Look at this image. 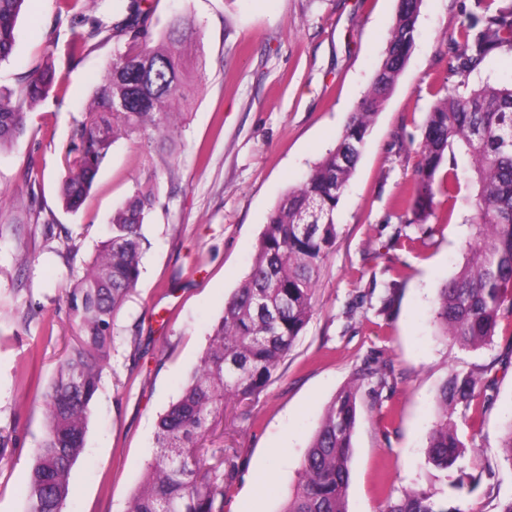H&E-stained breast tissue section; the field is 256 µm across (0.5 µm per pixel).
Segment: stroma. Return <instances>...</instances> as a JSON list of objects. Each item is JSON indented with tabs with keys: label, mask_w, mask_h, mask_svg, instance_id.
Wrapping results in <instances>:
<instances>
[{
	"label": "stroma",
	"mask_w": 512,
	"mask_h": 512,
	"mask_svg": "<svg viewBox=\"0 0 512 512\" xmlns=\"http://www.w3.org/2000/svg\"><path fill=\"white\" fill-rule=\"evenodd\" d=\"M156 30L176 15L200 29L201 76L181 104L187 117L160 204L143 226L139 282L116 320L110 364L96 400L86 449L75 465L66 512H125L153 457L157 419L177 398L207 348L212 325L252 264L271 209L340 138L369 87L398 0H150ZM120 0H87L82 14L55 0H27L16 44L0 64V89L53 59L59 86L34 106L28 131L0 152V193L25 189L35 159L39 203L52 225L18 224L0 209V512H23L42 436L36 383H48L74 331L64 302L68 281L104 238L112 210L135 179L148 176L155 145L117 141L78 214L58 198L74 129L111 45L79 59L74 35L109 20ZM481 22L475 0H423L406 69L375 114L336 210V244L323 264L315 312L249 418L228 411L224 445L237 449L224 512H281L307 447L333 397L356 391L358 419L348 512H385L389 493L416 489L460 512H499L512 497V465L501 438L512 421V313L491 345L462 349L441 336L438 291L464 262L473 232L465 201L434 199L426 223H408L401 199L412 185L428 112L448 91L512 84V53L495 52L453 75L449 36ZM488 382L473 410L474 439L460 469L439 478L427 457L435 395L452 371ZM462 488H454V481Z\"/></svg>",
	"instance_id": "obj_1"
}]
</instances>
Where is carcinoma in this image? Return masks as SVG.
<instances>
[{"label": "carcinoma", "mask_w": 512, "mask_h": 512, "mask_svg": "<svg viewBox=\"0 0 512 512\" xmlns=\"http://www.w3.org/2000/svg\"><path fill=\"white\" fill-rule=\"evenodd\" d=\"M26 0H0V62L15 45L16 21ZM477 0L483 26H463L461 51L449 71L477 68L496 49L512 51V0ZM422 0H403L381 63L336 146L290 189L268 215L247 277L224 305L210 342L182 387L160 415L155 452L143 483L126 512H224V498L238 469L237 453H224V409L252 401L269 382L313 314L321 265L336 242V210L353 175L373 116L402 75L415 45ZM114 42L107 75L75 129L74 155L59 186L65 208L78 211L112 144L121 136L151 140L161 164L178 136L184 113L173 111L188 82L186 52L198 41V27L176 16L157 35L146 0H126L115 19L86 36L73 37L70 55L90 49L94 38ZM56 79L51 58L21 77L9 95L0 94V151L27 132L31 108ZM512 87L486 84L470 92H448L428 113L420 160L402 199L413 222L424 224L438 190L455 206L451 176L438 178L456 152L472 164L470 194L474 236L466 261L439 290L435 319L443 335L465 349L489 345L500 316L512 312ZM37 180L27 184L31 205L25 223L52 224L53 212L32 205ZM159 197L153 179L134 183L112 212L106 237L83 275L65 289L77 332L53 379L39 393L44 434L35 449L24 512H65L71 472L85 448L103 373L115 335V318L141 274L143 224ZM485 392L472 372L453 371L436 395L437 421L428 436L429 462L446 472L465 453L458 428L468 424L474 400ZM354 392L337 394L325 410L301 464L297 485L283 512H348L347 490L356 425ZM387 512H460L432 495L404 490L388 496Z\"/></svg>", "instance_id": "1"}]
</instances>
